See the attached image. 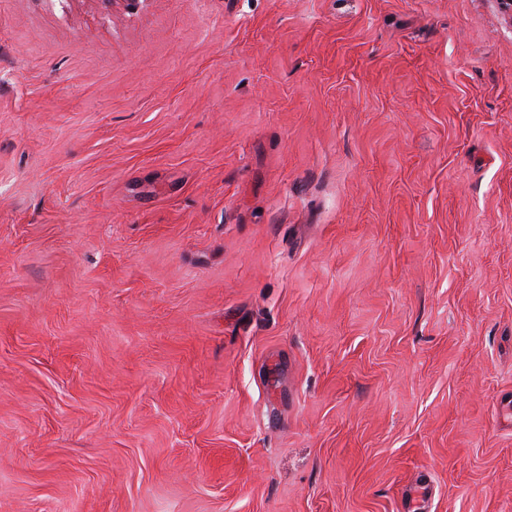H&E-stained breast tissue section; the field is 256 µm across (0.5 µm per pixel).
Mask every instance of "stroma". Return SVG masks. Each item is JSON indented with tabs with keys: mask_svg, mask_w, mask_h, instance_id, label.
<instances>
[{
	"mask_svg": "<svg viewBox=\"0 0 512 512\" xmlns=\"http://www.w3.org/2000/svg\"><path fill=\"white\" fill-rule=\"evenodd\" d=\"M512 512L497 0H0V512Z\"/></svg>",
	"mask_w": 512,
	"mask_h": 512,
	"instance_id": "1",
	"label": "stroma"
}]
</instances>
